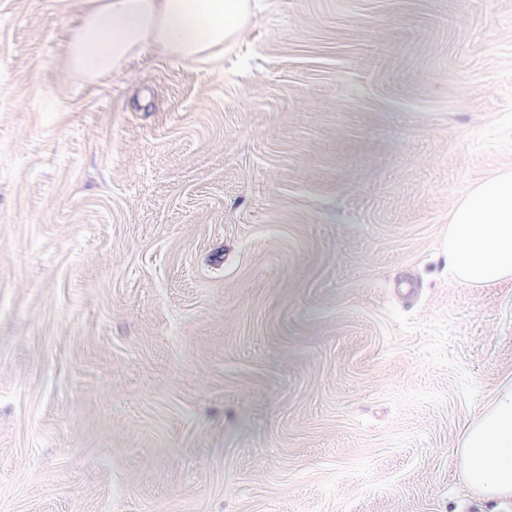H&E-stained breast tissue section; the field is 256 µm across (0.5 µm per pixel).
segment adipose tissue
Here are the masks:
<instances>
[{
  "instance_id": "obj_1",
  "label": "adipose tissue",
  "mask_w": 512,
  "mask_h": 512,
  "mask_svg": "<svg viewBox=\"0 0 512 512\" xmlns=\"http://www.w3.org/2000/svg\"><path fill=\"white\" fill-rule=\"evenodd\" d=\"M69 34L71 68L93 82L144 51L219 62L253 21L249 0H83ZM448 271L462 282L512 281V168L470 187L448 224ZM461 479L491 512L512 507V380L464 422L455 448Z\"/></svg>"
}]
</instances>
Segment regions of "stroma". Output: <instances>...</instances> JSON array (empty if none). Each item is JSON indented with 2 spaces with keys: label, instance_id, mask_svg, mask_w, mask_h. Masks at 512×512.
I'll return each mask as SVG.
<instances>
[{
  "label": "stroma",
  "instance_id": "35a3bbf8",
  "mask_svg": "<svg viewBox=\"0 0 512 512\" xmlns=\"http://www.w3.org/2000/svg\"><path fill=\"white\" fill-rule=\"evenodd\" d=\"M255 2L89 83L80 0H0V512H487L512 282L446 243L512 168V0ZM460 478L489 512L512 507V380L498 384L464 422L455 448Z\"/></svg>",
  "mask_w": 512,
  "mask_h": 512
}]
</instances>
